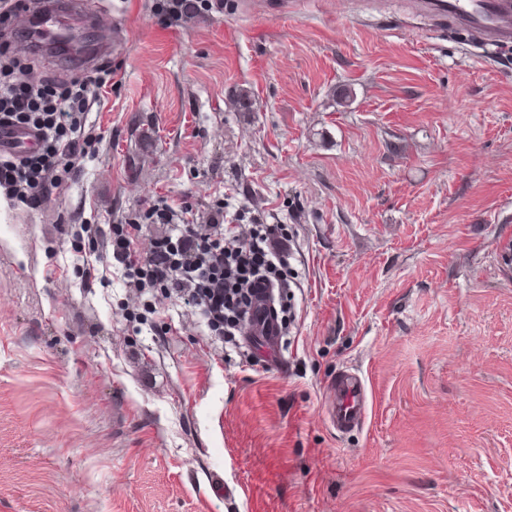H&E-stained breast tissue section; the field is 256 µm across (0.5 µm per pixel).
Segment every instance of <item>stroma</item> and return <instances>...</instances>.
Segmentation results:
<instances>
[{
    "label": "stroma",
    "mask_w": 512,
    "mask_h": 512,
    "mask_svg": "<svg viewBox=\"0 0 512 512\" xmlns=\"http://www.w3.org/2000/svg\"><path fill=\"white\" fill-rule=\"evenodd\" d=\"M161 2L83 0L115 39L98 151L0 201V512H512V48L405 0ZM160 198L287 225L276 345L209 336L79 234ZM334 402L329 420L337 430L359 426L367 403V386L363 376L348 370L340 373L332 383Z\"/></svg>",
    "instance_id": "obj_1"
}]
</instances>
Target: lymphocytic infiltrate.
Listing matches in <instances>:
<instances>
[{
	"label": "lymphocytic infiltrate",
	"mask_w": 512,
	"mask_h": 512,
	"mask_svg": "<svg viewBox=\"0 0 512 512\" xmlns=\"http://www.w3.org/2000/svg\"><path fill=\"white\" fill-rule=\"evenodd\" d=\"M24 66L10 58L0 70V127L34 130L39 143L25 155L0 152V192L16 204L36 207L54 172L73 171L91 146L83 130L92 89L104 86L100 73L64 82L52 74L38 80L20 78ZM250 232L239 237L240 223ZM159 224L162 235L152 240L149 253L137 241L145 223L132 221L109 228L83 225L92 238H103L108 253L121 267L124 280L139 291H158L197 313L210 335L227 336L241 327L247 310L244 300L257 285L288 286V257L276 244L278 228L236 210L225 217L223 201H216L210 223L196 224L179 217L167 200L154 203L146 223Z\"/></svg>",
	"instance_id": "f902f5d3"
}]
</instances>
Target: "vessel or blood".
Here are the masks:
<instances>
[{
	"label": "vessel or blood",
	"mask_w": 512,
	"mask_h": 512,
	"mask_svg": "<svg viewBox=\"0 0 512 512\" xmlns=\"http://www.w3.org/2000/svg\"><path fill=\"white\" fill-rule=\"evenodd\" d=\"M418 4L423 15L448 19L456 28L476 33L485 46H512V0H418ZM80 7L79 0H37L38 23L29 32V41L47 44L68 38ZM36 144L37 139L30 131L0 129V151L21 154ZM332 391V426L339 430L359 426L365 418L367 403L363 376L343 371L333 382Z\"/></svg>",
	"instance_id": "obj_1"
}]
</instances>
